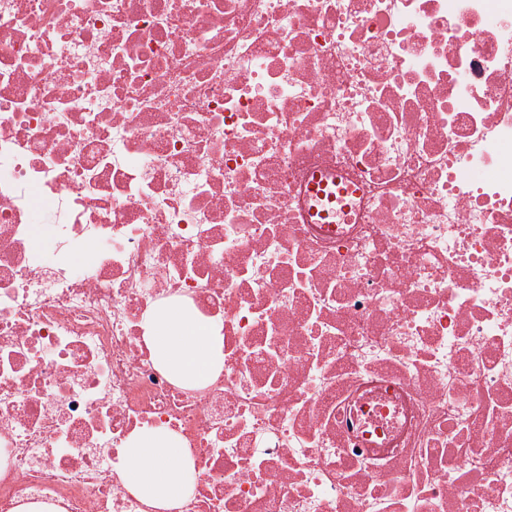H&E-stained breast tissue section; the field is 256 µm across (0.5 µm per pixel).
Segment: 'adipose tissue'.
<instances>
[{
    "instance_id": "obj_1",
    "label": "adipose tissue",
    "mask_w": 512,
    "mask_h": 512,
    "mask_svg": "<svg viewBox=\"0 0 512 512\" xmlns=\"http://www.w3.org/2000/svg\"><path fill=\"white\" fill-rule=\"evenodd\" d=\"M146 338L152 351L191 385L205 384L222 367V343L213 324L180 304L158 308ZM130 491L161 512L185 496L191 483L192 461L181 440L163 429L134 433L123 450Z\"/></svg>"
}]
</instances>
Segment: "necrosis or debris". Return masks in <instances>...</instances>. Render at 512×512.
Listing matches in <instances>:
<instances>
[{
    "label": "necrosis or debris",
    "mask_w": 512,
    "mask_h": 512,
    "mask_svg": "<svg viewBox=\"0 0 512 512\" xmlns=\"http://www.w3.org/2000/svg\"><path fill=\"white\" fill-rule=\"evenodd\" d=\"M156 428L174 512H512V0H0V512ZM144 336L152 351L174 372L177 379L203 385L222 367L221 337L216 327L180 304L158 308Z\"/></svg>",
    "instance_id": "necrosis-or-debris-1"
}]
</instances>
